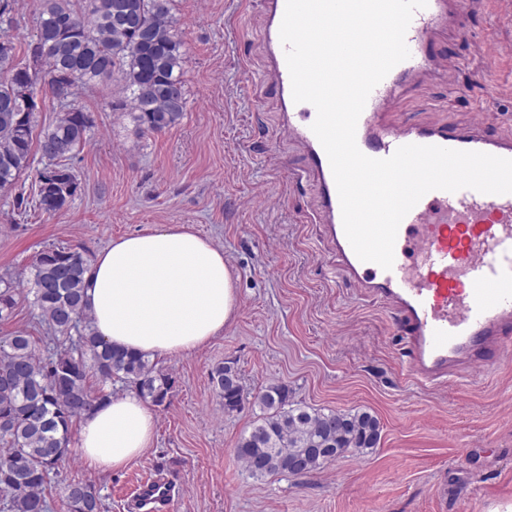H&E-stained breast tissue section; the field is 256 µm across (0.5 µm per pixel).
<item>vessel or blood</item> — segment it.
Returning a JSON list of instances; mask_svg holds the SVG:
<instances>
[{
	"label": "vessel or blood",
	"mask_w": 512,
	"mask_h": 512,
	"mask_svg": "<svg viewBox=\"0 0 512 512\" xmlns=\"http://www.w3.org/2000/svg\"><path fill=\"white\" fill-rule=\"evenodd\" d=\"M285 6L286 0H263V78L279 95L281 137L307 152L305 174L317 189L310 221L325 225L337 270L400 315L414 379L431 383L497 361L512 341V193L428 192L399 225L392 269L361 261L343 229L329 159L311 130L316 110L292 98L279 36ZM456 7V0H428L414 13L406 33L409 58L374 88L358 120L356 142L366 156L384 159L399 146L418 144L512 159V139L389 116L399 90L434 70L435 33Z\"/></svg>",
	"instance_id": "vessel-or-blood-1"
}]
</instances>
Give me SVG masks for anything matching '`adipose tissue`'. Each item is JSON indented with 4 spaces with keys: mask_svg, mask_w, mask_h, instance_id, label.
<instances>
[{
    "mask_svg": "<svg viewBox=\"0 0 512 512\" xmlns=\"http://www.w3.org/2000/svg\"><path fill=\"white\" fill-rule=\"evenodd\" d=\"M85 278L96 335L151 358L203 347L236 309V275L223 250L187 224L114 240ZM155 430L153 411L137 395L105 401L81 422L84 463L94 471L124 469L150 447Z\"/></svg>",
    "mask_w": 512,
    "mask_h": 512,
    "instance_id": "adipose-tissue-1",
    "label": "adipose tissue"
}]
</instances>
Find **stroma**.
Wrapping results in <instances>:
<instances>
[{
    "label": "stroma",
    "mask_w": 512,
    "mask_h": 512,
    "mask_svg": "<svg viewBox=\"0 0 512 512\" xmlns=\"http://www.w3.org/2000/svg\"><path fill=\"white\" fill-rule=\"evenodd\" d=\"M464 30L434 50L454 83L406 87L391 112L422 125L480 124L512 139V0H463ZM262 0H175L186 48L187 106L177 125L144 135L112 111L119 82L82 92L94 129L72 164L78 195L57 213L17 209L0 191V276H28L37 255L68 247L87 256L119 237L189 224L234 268L238 303L205 347L158 360L175 384L154 407L156 432L126 469L89 470L79 452L45 492L68 512L65 489L99 491L104 512H132L146 480L168 481L163 512H501L512 506V353L450 383L423 384L405 368L400 319L362 295L331 263L324 228L309 223L306 156L278 134L277 93L260 80ZM235 363L248 396L287 386L292 402L367 411L377 447L306 475L249 478L235 457L251 408L228 413L209 374Z\"/></svg>",
    "instance_id": "1"
}]
</instances>
